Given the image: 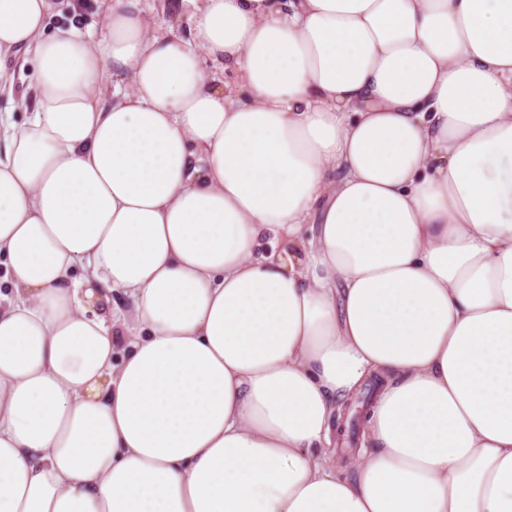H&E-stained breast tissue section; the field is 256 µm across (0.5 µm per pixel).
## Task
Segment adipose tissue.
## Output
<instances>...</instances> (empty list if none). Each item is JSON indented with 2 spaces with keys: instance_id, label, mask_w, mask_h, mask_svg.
<instances>
[{
  "instance_id": "adipose-tissue-1",
  "label": "adipose tissue",
  "mask_w": 512,
  "mask_h": 512,
  "mask_svg": "<svg viewBox=\"0 0 512 512\" xmlns=\"http://www.w3.org/2000/svg\"><path fill=\"white\" fill-rule=\"evenodd\" d=\"M52 9L0 0V512H512V0ZM73 10L68 8L60 17L54 15L49 19V29L73 24L82 32H98L103 26V10L100 0L69 1ZM143 3L153 24L164 28L172 27L184 35L187 33L191 4L179 0H144ZM25 58L28 59L25 62ZM6 68L13 77L14 103H10L8 94L5 92L0 96V113L12 112V119L16 122L24 121L30 112H33L36 106L32 95H26V99L21 103L22 95L27 92V86L31 83L34 75V65L31 57H26L23 52L11 55L6 60Z\"/></svg>"
}]
</instances>
